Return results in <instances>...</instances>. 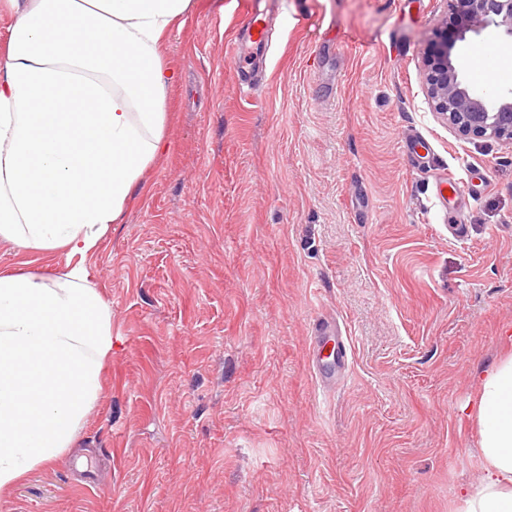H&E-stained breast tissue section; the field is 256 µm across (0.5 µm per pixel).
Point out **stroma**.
Wrapping results in <instances>:
<instances>
[{"mask_svg": "<svg viewBox=\"0 0 512 512\" xmlns=\"http://www.w3.org/2000/svg\"><path fill=\"white\" fill-rule=\"evenodd\" d=\"M447 10L196 0L165 42L168 149L85 260L115 333L101 396L0 512H452L477 484L461 407L512 350V143L431 110L419 53ZM70 262L0 243V270ZM318 318L348 351L327 389ZM333 330H334L333 324L327 319L314 321L313 327H312V333L314 336L312 365L314 368H318V361H319V359L321 360L319 353L324 346L323 342L327 337L334 336ZM318 372H319V379H320L321 385L323 387H328V386H331L334 384V382L332 381V378L330 376L324 374L320 370V368H318Z\"/></svg>", "mask_w": 512, "mask_h": 512, "instance_id": "1", "label": "stroma"}]
</instances>
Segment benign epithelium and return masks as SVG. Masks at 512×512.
<instances>
[{
  "label": "benign epithelium",
  "mask_w": 512,
  "mask_h": 512,
  "mask_svg": "<svg viewBox=\"0 0 512 512\" xmlns=\"http://www.w3.org/2000/svg\"><path fill=\"white\" fill-rule=\"evenodd\" d=\"M493 28L512 40V0H448L436 39L421 52L419 68L433 111L465 139L512 143V92L494 99L478 94L461 77L455 42Z\"/></svg>",
  "instance_id": "7a95c632"
}]
</instances>
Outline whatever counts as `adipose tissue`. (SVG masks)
<instances>
[{
    "instance_id": "ef3b65f1",
    "label": "adipose tissue",
    "mask_w": 512,
    "mask_h": 512,
    "mask_svg": "<svg viewBox=\"0 0 512 512\" xmlns=\"http://www.w3.org/2000/svg\"><path fill=\"white\" fill-rule=\"evenodd\" d=\"M0 241L65 250L64 273H0V490L72 447L112 356V312L82 262L166 149L162 40L193 0H0ZM464 412L482 476L453 512H512V355Z\"/></svg>"
}]
</instances>
